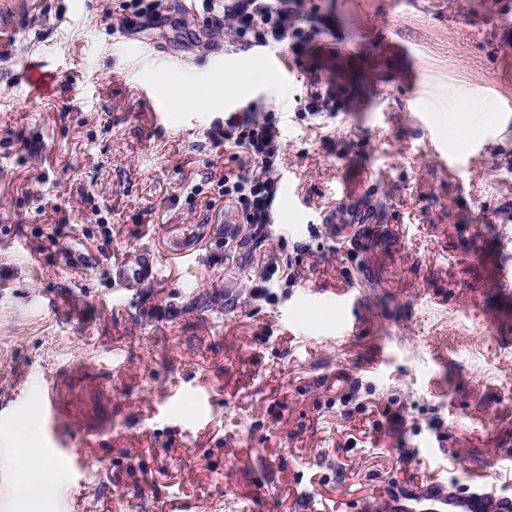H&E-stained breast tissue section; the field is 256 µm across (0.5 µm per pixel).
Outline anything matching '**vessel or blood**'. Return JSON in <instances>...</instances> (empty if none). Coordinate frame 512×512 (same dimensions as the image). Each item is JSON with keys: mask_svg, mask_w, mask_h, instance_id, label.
Instances as JSON below:
<instances>
[{"mask_svg": "<svg viewBox=\"0 0 512 512\" xmlns=\"http://www.w3.org/2000/svg\"><path fill=\"white\" fill-rule=\"evenodd\" d=\"M323 221L328 224L334 237L344 239L355 225L363 223L364 218L361 211L343 206L325 214ZM154 269L153 256L141 254L133 266L123 269L122 280L130 284L149 279ZM40 404L42 415L48 423L53 455L73 476H82L88 460L71 446V416L64 401L61 381L47 385ZM378 506L381 512H512V498L495 495L480 483L459 493L430 478L423 480L420 491L409 495L399 493L384 496Z\"/></svg>", "mask_w": 512, "mask_h": 512, "instance_id": "b4317fda", "label": "vessel or blood"}]
</instances>
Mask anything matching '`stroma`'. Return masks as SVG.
Wrapping results in <instances>:
<instances>
[{
  "label": "stroma",
  "mask_w": 512,
  "mask_h": 512,
  "mask_svg": "<svg viewBox=\"0 0 512 512\" xmlns=\"http://www.w3.org/2000/svg\"><path fill=\"white\" fill-rule=\"evenodd\" d=\"M0 0V512L64 383L91 464L39 512H365L425 478L512 495V0H298L315 39L281 50L213 27L201 0ZM333 112L309 111L310 75ZM247 92L200 111L170 82ZM275 113L272 222L215 180L225 117ZM464 129L456 166L432 152ZM345 185L370 223L320 213ZM153 278H115L141 252ZM278 273L263 293L268 261ZM358 305L354 328L331 299ZM128 2H130L128 4L130 14L120 22L123 29H132L139 23L151 22L159 16L157 0H130ZM364 213L359 209H352L344 205L336 211L323 216V224H329L330 231L336 239H346L351 233L355 224H367L363 218Z\"/></svg>",
  "instance_id": "stroma-1"
}]
</instances>
